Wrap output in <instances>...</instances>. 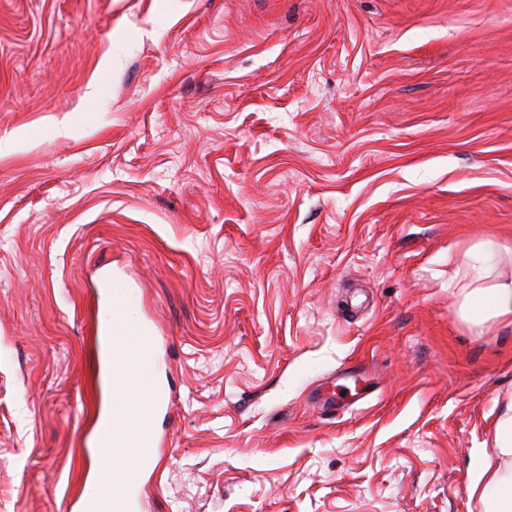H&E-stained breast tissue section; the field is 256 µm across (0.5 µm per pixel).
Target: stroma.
Segmentation results:
<instances>
[{"instance_id":"stroma-1","label":"stroma","mask_w":512,"mask_h":512,"mask_svg":"<svg viewBox=\"0 0 512 512\" xmlns=\"http://www.w3.org/2000/svg\"><path fill=\"white\" fill-rule=\"evenodd\" d=\"M473 265L512 280V0H0V512H84L106 278L164 393L126 512H484Z\"/></svg>"}]
</instances>
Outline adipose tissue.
I'll use <instances>...</instances> for the list:
<instances>
[{"label": "adipose tissue", "instance_id": "adipose-tissue-1", "mask_svg": "<svg viewBox=\"0 0 512 512\" xmlns=\"http://www.w3.org/2000/svg\"><path fill=\"white\" fill-rule=\"evenodd\" d=\"M461 310L476 325L512 315V283L473 289L465 295ZM494 443L496 452L484 457L473 489L484 512H512V402L497 423Z\"/></svg>", "mask_w": 512, "mask_h": 512}]
</instances>
